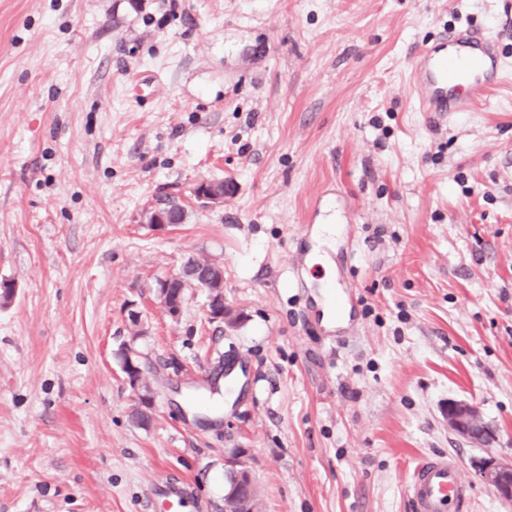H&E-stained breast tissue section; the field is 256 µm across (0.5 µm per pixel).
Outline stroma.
<instances>
[{
    "label": "stroma",
    "instance_id": "1",
    "mask_svg": "<svg viewBox=\"0 0 512 512\" xmlns=\"http://www.w3.org/2000/svg\"><path fill=\"white\" fill-rule=\"evenodd\" d=\"M463 26L502 83L420 111L417 55ZM204 180L235 192L201 206ZM165 194L184 223H149ZM190 256L235 325L196 288L164 312ZM3 281L0 512H224L235 448L259 512H410L426 456L460 462L469 512H512L475 471L512 460V0H0ZM211 275L212 273L204 278H198L195 276L193 279H189L184 274V270L182 268L178 273L160 280L157 286V297L165 308L167 314L171 318L179 316L183 305L185 288H201L208 294L207 314L210 321L224 323V318H227V310H224V297L220 302L213 303L215 290L211 286ZM174 282L181 284V288L178 293H174L172 291L173 288H170L171 284ZM126 353L127 359L124 360L121 365L129 386L135 392L139 402L153 405L155 396L154 393H151L150 389L148 391L144 389V385L142 384V370L134 359V357L137 356L136 352L131 349ZM149 405L140 404V407L137 408L135 415L139 420L144 422L148 419L147 410L151 408ZM448 427L471 443L487 446L494 440V431L475 405L466 401L448 404Z\"/></svg>",
    "mask_w": 512,
    "mask_h": 512
}]
</instances>
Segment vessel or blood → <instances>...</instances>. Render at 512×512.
Masks as SVG:
<instances>
[{"mask_svg": "<svg viewBox=\"0 0 512 512\" xmlns=\"http://www.w3.org/2000/svg\"><path fill=\"white\" fill-rule=\"evenodd\" d=\"M500 54L497 43L470 29H454L446 43L424 49L413 71L425 88L420 107L425 112H463L482 100L497 83ZM412 512H463L472 498L455 458H424L408 480Z\"/></svg>", "mask_w": 512, "mask_h": 512, "instance_id": "obj_1", "label": "vessel or blood"}]
</instances>
